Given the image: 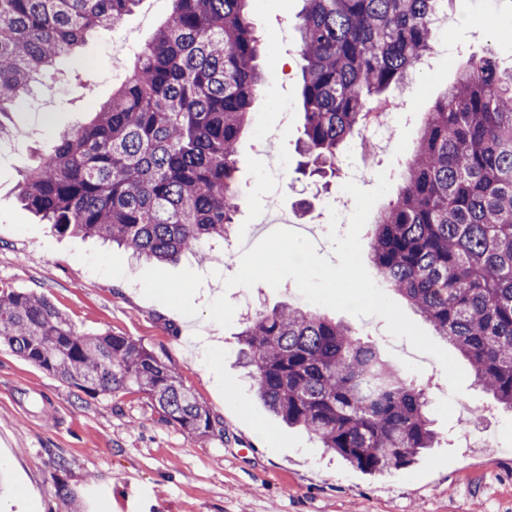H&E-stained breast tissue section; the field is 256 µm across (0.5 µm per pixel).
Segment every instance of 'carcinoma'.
<instances>
[{
	"label": "carcinoma",
	"instance_id": "cac0c4a2",
	"mask_svg": "<svg viewBox=\"0 0 512 512\" xmlns=\"http://www.w3.org/2000/svg\"><path fill=\"white\" fill-rule=\"evenodd\" d=\"M139 0H0V112L95 27ZM250 0H173L129 77L86 125L64 132L21 181L27 210L60 234L111 241L159 264L230 233L238 142L265 80ZM303 132L297 151L336 176L370 106L432 48L442 0H304ZM396 197L374 211L368 258L512 411V68L473 56L427 113ZM241 358L273 417L369 474L432 447L426 390L371 341L314 310H259ZM87 394L136 390L198 439L224 437L179 372L139 341L81 333L49 300L0 292V345Z\"/></svg>",
	"mask_w": 512,
	"mask_h": 512
}]
</instances>
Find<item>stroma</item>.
<instances>
[{
    "label": "stroma",
    "instance_id": "obj_1",
    "mask_svg": "<svg viewBox=\"0 0 512 512\" xmlns=\"http://www.w3.org/2000/svg\"><path fill=\"white\" fill-rule=\"evenodd\" d=\"M302 0H252L251 22L269 64L238 144L234 235L256 244L270 188L280 193L289 226L318 228V255L331 256L329 208L340 187L299 174L295 147L302 135L299 41ZM453 21L438 33L437 68L395 89L388 150L342 145L345 169L365 175L372 189L380 171L397 177L421 131V115L454 82L470 55L512 58V0H448ZM170 0H140L115 28L92 30L75 52L61 57L31 95L0 114V290L47 298L76 328L142 342L176 367L184 384L214 416L224 436L200 441L163 422L143 394L90 396L70 388L9 349H0V512H512V413L466 377L472 404L435 419L434 447L404 470L367 474L320 448L298 428L276 422L258 399L238 360L241 316L229 327L207 317V304L227 294L236 306L272 309L304 305L292 280L226 288L240 252L213 251L203 262H137L97 238L59 235L20 201L21 175L46 155L55 136L88 123L125 81L136 54L169 16ZM90 84L95 98L84 97ZM289 119H282L280 105ZM272 136L286 166L270 174L262 136ZM358 337L376 342L397 368L425 387L431 404L447 397L441 365L392 337L383 319L339 312ZM223 385H216L215 377ZM490 435L491 448L464 447L465 434Z\"/></svg>",
    "mask_w": 512,
    "mask_h": 512
}]
</instances>
